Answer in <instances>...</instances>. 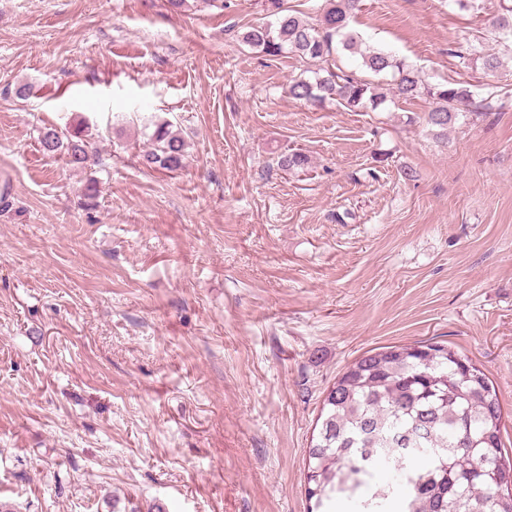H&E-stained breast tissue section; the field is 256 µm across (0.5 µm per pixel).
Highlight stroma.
Masks as SVG:
<instances>
[{"mask_svg":"<svg viewBox=\"0 0 512 512\" xmlns=\"http://www.w3.org/2000/svg\"><path fill=\"white\" fill-rule=\"evenodd\" d=\"M500 10L366 0L352 23L431 82L494 87L439 138L421 99H292L302 64L241 41L264 0H0V499L307 512L327 389L414 342L484 370L512 456V61L457 56L497 51ZM136 112L182 131L181 168L144 162ZM77 123L86 164L43 153Z\"/></svg>","mask_w":512,"mask_h":512,"instance_id":"1","label":"stroma"}]
</instances>
